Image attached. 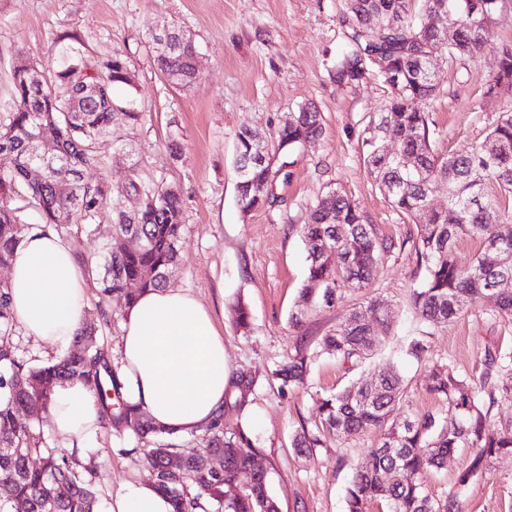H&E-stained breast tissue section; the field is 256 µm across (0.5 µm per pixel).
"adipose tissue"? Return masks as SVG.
I'll return each instance as SVG.
<instances>
[{"label": "adipose tissue", "mask_w": 512, "mask_h": 512, "mask_svg": "<svg viewBox=\"0 0 512 512\" xmlns=\"http://www.w3.org/2000/svg\"><path fill=\"white\" fill-rule=\"evenodd\" d=\"M12 310L27 335L65 351L84 324L87 288L71 244L52 233L26 236L9 267ZM119 354L125 393L178 435L200 432L224 409L232 370L213 315L192 293L168 286L144 291L125 317ZM52 426L65 448L84 456L101 428L99 406L78 381L55 391ZM150 486L131 482L109 512H169Z\"/></svg>", "instance_id": "1"}]
</instances>
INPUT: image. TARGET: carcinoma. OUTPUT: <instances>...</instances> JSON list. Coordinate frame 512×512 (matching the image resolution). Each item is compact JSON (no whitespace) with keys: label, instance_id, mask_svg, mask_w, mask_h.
Returning <instances> with one entry per match:
<instances>
[{"label":"carcinoma","instance_id":"carcinoma-1","mask_svg":"<svg viewBox=\"0 0 512 512\" xmlns=\"http://www.w3.org/2000/svg\"><path fill=\"white\" fill-rule=\"evenodd\" d=\"M488 2L347 0L341 15L349 51L336 67L337 78L359 81L375 69L390 89L387 104L365 128L368 170L394 209L415 218L427 214L413 241L424 276L412 290L410 304L416 316L430 324L447 322L491 294L496 295L498 314L512 318V222L485 193L491 181L512 193V109L502 113L481 144L448 154L436 152L424 110L438 89L433 61L474 56L487 46L504 0L494 7ZM430 14L440 17L445 38L428 25ZM376 52L386 62L383 69L376 63ZM196 55L192 38L171 28L165 45L154 47V64L175 85L189 88L199 78ZM130 84V63L121 55L92 66L78 60L48 78L23 61L14 67L12 96L0 105V152L14 156V165L0 171V267L9 264L14 250L33 231L64 236L74 225L96 223L111 186L103 179L84 181L83 171L96 162L99 136L114 126L139 122L140 113L113 97L114 87ZM483 95L490 101L512 96V48L502 49L498 71ZM323 131L321 113L304 105L275 133L267 150L313 145ZM388 136L398 146L393 155L384 150ZM34 137L43 139L55 155L35 163ZM235 151L238 158L258 152L249 130L237 133ZM404 156L414 158L416 165H402ZM279 174L267 164L237 174L241 209L258 207L256 187L272 185ZM438 182L447 185L448 206L431 211ZM128 189L136 205L113 218L115 233L101 259L76 256L99 283L102 298H117L127 308L142 290L167 285L180 261L183 213L176 186L132 180ZM32 211L38 214L36 223L28 222ZM301 235L308 260L300 291L303 307L316 297L330 304L341 288L369 285L381 257L393 246L337 191L317 201ZM464 235L483 241V252L467 262L453 254L455 241ZM132 239L139 240V246H129ZM369 311L378 329L365 322V313L355 311L321 337L319 352L352 367L363 365L393 318L392 310L379 301L372 302ZM15 324L8 284L0 283V512H11L17 503L25 512H98L97 496L75 472L73 457L48 452L32 459L35 428L50 421L55 389L70 380L82 382L97 398L102 425L115 431L129 427L139 436L155 470L153 488L169 502L171 512H207L209 507L216 512H279L268 493V474L256 468L253 441L241 426L228 429L217 419L204 431L206 451L185 455L181 466L169 468L178 444L170 431L125 398L119 369L100 344V325L82 326L62 356L32 366L18 358L6 339ZM406 353L422 361L427 355L424 337L410 339ZM485 365L477 383L448 373L444 364L433 366L426 389L447 404L443 417L428 413L392 420L405 396L402 376L393 370L321 399L323 430L338 437L373 428L384 431L382 442L353 475L347 512H368L374 501L385 502L389 512H459L456 498L426 494L422 475L441 468L460 449L467 461L456 482L465 488L492 460L512 456V421L494 433L488 430L498 410L512 406V381L503 380L512 375V348L488 352ZM307 372L308 357L299 355L275 375L292 385L303 382ZM257 381V371H237L225 390L224 407L247 412ZM212 454L224 458L218 470L208 463ZM393 465L399 478L389 483L385 474ZM247 471L253 474V485L243 489L238 477Z\"/></svg>","mask_w":512,"mask_h":512}]
</instances>
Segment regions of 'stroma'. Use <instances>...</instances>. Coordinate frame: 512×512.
Listing matches in <instances>:
<instances>
[{
	"label": "stroma",
	"instance_id": "35a3bbf8",
	"mask_svg": "<svg viewBox=\"0 0 512 512\" xmlns=\"http://www.w3.org/2000/svg\"><path fill=\"white\" fill-rule=\"evenodd\" d=\"M343 9L344 0H0L1 103L11 96L12 71L21 60L46 71L74 49L90 64L112 55L130 61L134 82L116 87L114 96L141 118L99 137L98 162L85 177L107 179L112 193L92 231L75 233L70 242L74 250L100 258L113 234V211L134 205L126 194L130 178L179 186L182 259L170 284L212 310L232 370L259 372L247 416L226 411L224 424L246 425L279 512H346L352 473L381 440L377 429L342 438L322 431L320 397L395 367L404 376L406 397L394 419L441 415L445 405L425 387L429 362L405 352L412 332L428 330L429 361L475 380L489 349L512 346V319L492 317L491 299L429 328L415 318L409 297L423 277L411 250L418 223L394 210L379 190L362 145L387 88L374 72L356 83L338 82L336 65L348 50ZM170 27L197 47L199 80L188 89L172 84L153 63L149 36ZM504 45L512 46V8L498 16L491 45L481 55L435 63L438 92L428 111L439 153L482 142L507 108V101L483 96ZM305 104L321 113L323 136L285 156L286 178L277 180L262 205L242 212L233 168L237 132L247 128L269 139ZM172 140L183 146L177 161L167 148ZM331 189L346 194L395 247L368 287L345 288L334 304L308 307L297 326L291 315L308 274L300 228ZM373 300L392 308L395 319L371 359L350 370L315 356L322 336ZM239 301L251 317L246 334L233 320ZM299 351L312 358L307 379L282 386L272 372ZM303 430L319 435V447L293 448L294 435ZM139 445L129 429L118 434L104 428L95 436L84 478L102 512L127 483L151 482ZM464 459L455 454L443 468L427 472L425 492L436 499L456 497L460 512H512V457L493 460L462 488L456 476Z\"/></svg>",
	"mask_w": 512,
	"mask_h": 512
}]
</instances>
